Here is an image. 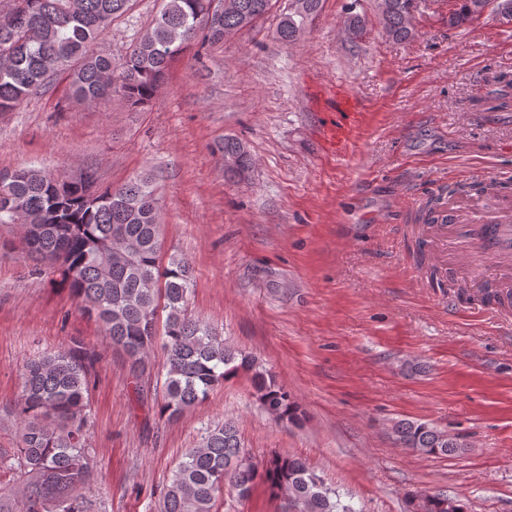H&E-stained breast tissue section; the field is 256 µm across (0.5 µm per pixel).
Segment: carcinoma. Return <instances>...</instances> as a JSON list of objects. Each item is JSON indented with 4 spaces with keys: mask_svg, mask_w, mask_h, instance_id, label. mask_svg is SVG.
Instances as JSON below:
<instances>
[{
    "mask_svg": "<svg viewBox=\"0 0 512 512\" xmlns=\"http://www.w3.org/2000/svg\"><path fill=\"white\" fill-rule=\"evenodd\" d=\"M208 0H162L152 25L119 63L93 45L125 16L132 0H8L0 8V112L17 108L30 95L65 76L74 98L98 105L120 94L144 109L167 80L173 64L193 48H204L252 26L273 8V0H234L235 8L203 19ZM486 0H448V25L479 20ZM420 0H380L385 35L396 42L415 36ZM323 0H288L273 38L295 43L320 14ZM494 108L512 110V77L495 76ZM224 175L236 179L252 167L236 139L221 146ZM71 179L42 168L0 170V227L23 219L30 228L21 250L57 273L79 309L102 329L107 346L122 351L136 378L148 370L157 335L164 336L165 361L154 374L162 394L160 413L170 417L203 401L224 380L250 379L261 407L275 419L297 424L298 405L275 376L249 354L224 341L210 323L188 313L194 287L189 260L169 255L162 264L161 205L153 178L136 175L113 188L100 176ZM99 354L71 336L29 360L20 375L13 413L17 448L0 452V512H94L82 490L97 481L89 453V392ZM401 447L426 455H448L459 445L448 432L418 421L392 426ZM262 483L291 512H356L305 461L272 455L253 461L231 419L205 429L164 488L155 512H215L219 493L248 498ZM411 512H466L457 497L433 492L415 497Z\"/></svg>",
    "mask_w": 512,
    "mask_h": 512,
    "instance_id": "cac0c4a2",
    "label": "carcinoma"
}]
</instances>
